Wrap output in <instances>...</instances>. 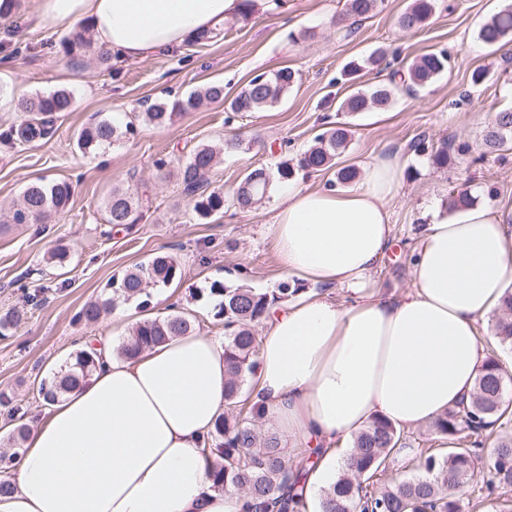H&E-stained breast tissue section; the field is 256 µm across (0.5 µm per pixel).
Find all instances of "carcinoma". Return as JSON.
I'll return each instance as SVG.
<instances>
[{"label": "carcinoma", "instance_id": "cac0c4a2", "mask_svg": "<svg viewBox=\"0 0 512 512\" xmlns=\"http://www.w3.org/2000/svg\"><path fill=\"white\" fill-rule=\"evenodd\" d=\"M379 0H348L347 18H360L377 8ZM437 0H409L398 18V26L406 31L422 28L435 12ZM512 35V5L504 7L479 29V39L488 45H497ZM391 67L386 51L378 49L360 63L350 61L344 75L356 76L366 68ZM448 67V56L431 52L418 58L404 70H394L386 84L360 89L340 104L343 112H367L373 106L391 102L399 88L415 92L432 84ZM297 74L290 68L253 77L230 101L233 112H255L276 105L294 86ZM224 100V87L208 85L191 93L184 100L173 103L156 101L147 106L144 120L155 126L166 125L182 112L195 109L202 101ZM72 106L69 91L60 89L47 95H37L21 102L20 118L8 127L0 138L10 145L25 146L47 138L52 132L55 115L67 112ZM130 127L120 129L117 124L99 121L82 129L77 138L81 151L110 145ZM349 129L336 123L316 135L314 144L294 160H285L276 171L257 167L248 171L233 196V204L249 209L261 203L268 195L274 178L287 181L295 172H319L333 166L336 156L348 144ZM512 140V111L496 114L482 139L483 151L471 156V146L461 142L453 147L461 160L476 163L486 155L500 150ZM241 148V142L229 139L221 147H197L179 169L183 194L193 201V211L202 218L224 212V192H206L203 187L212 169L217 151L231 153ZM72 198V187L67 182L41 181L30 184L24 191L20 208L13 213L16 224H28L45 218L48 213L66 208ZM143 199L129 189L116 186L106 203V222L114 225L136 224L142 218ZM180 274L177 257L163 254L138 265L109 283V296L85 304L78 320L98 321L107 306L136 301L142 308L150 305L149 286L161 287ZM210 294L216 297L215 316L224 319V359L229 378L225 383L226 409L216 421L210 434V452L216 464L208 472L211 487L231 494L244 493L241 512H305L303 496L305 475L312 464L304 448L298 449L297 460L289 462L280 448L281 439L271 432L260 437L254 421L264 415L244 388V381L255 379L259 364L261 338L252 328L261 323L271 309L268 295L253 288H230L213 283ZM501 306L504 316L494 326L493 337L499 345L512 349V289H506ZM193 330L190 316L174 305L161 318H146L138 322L129 338L118 349V355L133 359L142 351L160 345L175 336H184ZM96 369L95 359L84 350L70 357L64 368L52 378L42 380L39 395L54 400L81 389ZM512 386V375L491 352L486 355L476 377V389L468 403L449 409L432 425L433 432L442 439L440 448H423L411 460L417 475L380 485L374 482L378 473L397 460L403 434L380 418L372 419L356 437L347 464L341 469L334 484L323 496V512H459L458 494L475 484L477 472L487 470L488 478L477 488L478 508L512 491V437H503L494 443L488 455L480 437L499 427L512 424V401L506 391ZM26 412L18 405L8 407L7 417L14 422L11 433L13 448L0 452V496L10 494L15 484L7 475L16 469L28 428L23 420Z\"/></svg>", "mask_w": 512, "mask_h": 512}]
</instances>
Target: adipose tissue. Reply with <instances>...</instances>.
Here are the masks:
<instances>
[{
	"label": "adipose tissue",
	"mask_w": 512,
	"mask_h": 512,
	"mask_svg": "<svg viewBox=\"0 0 512 512\" xmlns=\"http://www.w3.org/2000/svg\"><path fill=\"white\" fill-rule=\"evenodd\" d=\"M241 0H40L44 24L85 18L94 41L138 61L224 25ZM397 158L370 162L346 191L299 187L280 195L269 221L286 274L317 290L264 318L258 383L279 436L317 450L306 478L309 512H322L336 476V447L375 417L398 428L434 422L468 399L485 354L477 326L501 303L512 273V236L484 206L432 208L399 296L372 274L393 236L388 203ZM340 286L342 305L329 295ZM88 383L32 428L16 488L0 512H239L238 496L210 487L208 437L224 413L223 337L178 336L132 359L94 339Z\"/></svg>",
	"instance_id": "1"
}]
</instances>
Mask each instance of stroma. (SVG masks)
I'll use <instances>...</instances> for the list:
<instances>
[{"instance_id": "1", "label": "stroma", "mask_w": 512, "mask_h": 512, "mask_svg": "<svg viewBox=\"0 0 512 512\" xmlns=\"http://www.w3.org/2000/svg\"><path fill=\"white\" fill-rule=\"evenodd\" d=\"M510 3L438 0L427 25L405 32L398 18L408 0H380L349 34L336 23L346 0H287L275 10L258 8L245 25L226 18L208 42L145 61L103 63L94 47L66 55L62 41L72 27L44 25L39 0H20L10 19H0V131L18 120L21 100L66 89L73 103L56 118L50 137L25 147L0 143V314L24 315L13 335L0 337V448L8 438L6 404H21L28 424L41 421V380L59 371L89 336L111 332V319L88 325L77 314L104 293L112 276L160 254L177 255L179 275L153 289L148 308L131 307L130 319L165 316L176 302L191 314L196 330L219 335L224 323L209 294L213 282L276 295L287 275L268 230L275 193L288 184L335 185V169L274 181L272 194L250 210L239 209L232 196L251 169L276 168L307 149L323 130L324 117L348 123L352 132L338 167L360 169L387 155L398 156L402 165V186L391 204L392 245L373 277L382 293L399 295L410 288L411 261L427 213L447 207L451 189L467 191L474 203L512 226V145L474 165L452 157L440 168L429 155L444 141L481 150L482 134L496 113L512 111V41L490 47L478 37L482 23ZM379 47L397 66L443 50L448 69L417 93L399 91L387 107L352 116L340 112V100L353 91L341 76L344 64ZM283 67L294 70L298 81L278 104L259 112L229 109L228 98L250 79ZM477 69L486 72L478 86L471 82ZM213 83L223 85L225 101L180 113L162 127L135 118L143 104L180 100ZM103 119L134 131L82 153L78 133ZM234 137L241 150L225 155L208 176L209 188L224 192V211L200 218L177 179L159 178L155 162L182 163L197 146ZM419 138L427 146L420 154L411 148ZM42 179L71 182L70 204L37 223H9V209L29 184ZM117 185L148 198L139 223H106V202ZM58 246L67 249L68 263L46 264L45 255ZM30 288L40 289L38 303L28 302Z\"/></svg>"}]
</instances>
